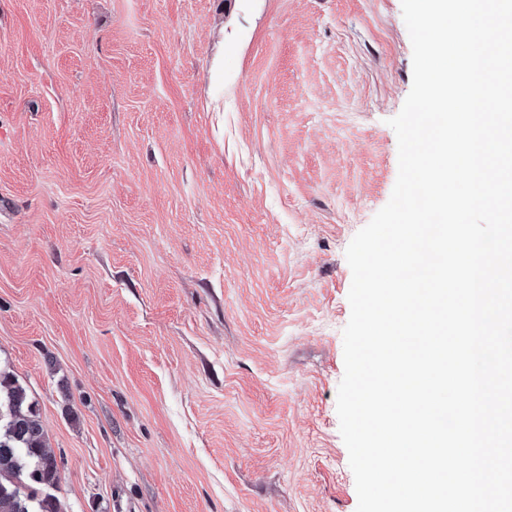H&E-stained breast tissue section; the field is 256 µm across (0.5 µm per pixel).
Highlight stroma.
<instances>
[{
    "instance_id": "stroma-1",
    "label": "stroma",
    "mask_w": 512,
    "mask_h": 512,
    "mask_svg": "<svg viewBox=\"0 0 512 512\" xmlns=\"http://www.w3.org/2000/svg\"><path fill=\"white\" fill-rule=\"evenodd\" d=\"M401 0H0V368L63 512H356L345 251Z\"/></svg>"
}]
</instances>
